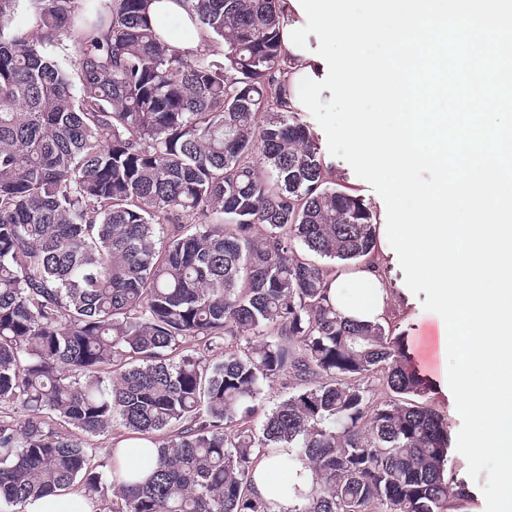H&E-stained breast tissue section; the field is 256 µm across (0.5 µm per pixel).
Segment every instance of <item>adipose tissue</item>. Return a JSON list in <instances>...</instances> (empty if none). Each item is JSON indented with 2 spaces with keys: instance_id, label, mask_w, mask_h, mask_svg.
<instances>
[{
  "instance_id": "adipose-tissue-1",
  "label": "adipose tissue",
  "mask_w": 512,
  "mask_h": 512,
  "mask_svg": "<svg viewBox=\"0 0 512 512\" xmlns=\"http://www.w3.org/2000/svg\"><path fill=\"white\" fill-rule=\"evenodd\" d=\"M150 16L156 27L173 46L198 48L200 36L183 9L174 0H153ZM332 296L342 316L362 321H383L390 309L387 286L373 267L366 266L332 276ZM287 449L271 448L258 455L254 467V488L259 496L270 502L275 512H285L290 503L289 483H307L312 469L297 463L289 476H282L281 462Z\"/></svg>"
}]
</instances>
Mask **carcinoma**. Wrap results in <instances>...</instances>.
I'll return each instance as SVG.
<instances>
[{
    "instance_id": "obj_1",
    "label": "carcinoma",
    "mask_w": 512,
    "mask_h": 512,
    "mask_svg": "<svg viewBox=\"0 0 512 512\" xmlns=\"http://www.w3.org/2000/svg\"><path fill=\"white\" fill-rule=\"evenodd\" d=\"M150 2L0 0V504L273 512L255 457L286 448L288 512H469L398 322L333 303L379 227L290 107L288 0H173L195 50ZM116 424L144 476L80 441ZM150 16L156 27L175 47L198 48L200 35L183 9L171 0L153 2ZM151 447L148 441L142 439H124L118 445L115 455L123 467L141 466L145 463L147 450H151ZM112 495L108 492L99 498L100 511H96V505L83 496L79 490H70L68 494L61 496H46L30 501L25 506V512H110L112 510Z\"/></svg>"
}]
</instances>
